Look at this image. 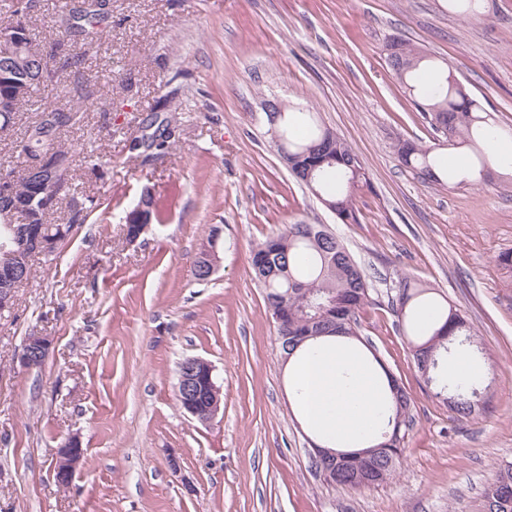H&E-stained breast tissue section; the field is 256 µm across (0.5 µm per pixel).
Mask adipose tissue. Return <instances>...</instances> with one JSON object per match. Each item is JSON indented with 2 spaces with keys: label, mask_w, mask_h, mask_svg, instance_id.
<instances>
[{
  "label": "adipose tissue",
  "mask_w": 512,
  "mask_h": 512,
  "mask_svg": "<svg viewBox=\"0 0 512 512\" xmlns=\"http://www.w3.org/2000/svg\"><path fill=\"white\" fill-rule=\"evenodd\" d=\"M292 397L315 442L339 449L374 444L387 427L390 390L382 369L345 336L298 350L290 362ZM489 373L467 346H455L446 376L466 387Z\"/></svg>",
  "instance_id": "adipose-tissue-1"
}]
</instances>
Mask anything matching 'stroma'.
Returning <instances> with one entry per match:
<instances>
[{
    "mask_svg": "<svg viewBox=\"0 0 512 512\" xmlns=\"http://www.w3.org/2000/svg\"><path fill=\"white\" fill-rule=\"evenodd\" d=\"M81 68L0 133V170L47 106L78 107L63 136L70 175L100 201L59 253L36 257L0 313V512H474L512 462V181L426 184L398 160L405 139L446 144L386 61L393 37L450 72L512 131V0L466 19L448 0H111ZM299 104L357 152L368 185L358 221L340 223L287 170L261 102ZM175 135L164 154L128 150L151 115ZM109 159L94 174L84 150ZM158 218L137 241L121 224L143 194ZM326 224L365 270L367 352L398 379L414 424L393 479L355 491L328 484L288 394L277 330L251 266L289 224ZM223 246L208 282L193 265L211 233ZM434 288L472 324L493 366L483 409L460 418L433 397L391 309L403 276ZM51 341L20 366L26 338ZM214 367L221 410L203 423L176 400L177 366ZM78 437L82 465L60 487L50 463Z\"/></svg>",
    "mask_w": 512,
    "mask_h": 512,
    "instance_id": "obj_1",
    "label": "stroma"
}]
</instances>
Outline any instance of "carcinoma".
<instances>
[{"label":"carcinoma","instance_id":"obj_1","mask_svg":"<svg viewBox=\"0 0 512 512\" xmlns=\"http://www.w3.org/2000/svg\"><path fill=\"white\" fill-rule=\"evenodd\" d=\"M104 0H82L81 4L63 12L60 27L67 40L76 44L92 45L99 40L100 27L107 18ZM396 54L387 56L388 66L411 99L416 111L422 113L434 132L453 145H468L476 150L469 158L467 170L478 172L479 183H488L489 167L479 144L497 127L494 116L479 109L468 98L462 86L452 77H444L431 93L423 90L417 80V70L427 56L408 42L392 38ZM28 92H15L16 74L6 70L0 77V102L12 106L9 112H0V130L14 125L18 110L32 101L36 94L52 84L57 69L51 58L23 55ZM83 113L72 108L48 107L28 127L15 144V153L21 163L13 187L19 194L31 190V178L40 181L41 190H50L46 173L31 174L24 163L30 158L52 151L67 154L61 146L63 132L75 128ZM155 118L145 124L154 127L148 139L134 143L131 149L165 151L171 135L153 126ZM274 144L281 158L302 159V165L314 170L310 190L331 205L336 206V217L343 224L357 222L354 191L367 182L358 154L350 144L332 130L316 126L305 137H290L288 113L280 114L274 130ZM395 152L401 164L416 172L425 183H438L451 178L452 173H436L438 162L433 148L408 140H399ZM272 256V265L261 267L252 263L254 278L263 289L270 315L282 314L276 325L277 340L284 358H290L306 343V336L358 335L359 313L370 299V285L359 264L344 243L325 224H290L268 236L253 251V257ZM429 289L421 287L408 276L400 279L395 300L391 305L405 324H411L413 309L426 300ZM452 336H463L475 343L472 325L456 312L448 314L445 323L429 336L414 331L409 339L419 372L433 390V396L449 405L457 414L470 417L478 412L483 401L481 392L474 389L465 394L448 390L437 383L433 372L438 367L439 352ZM394 406L389 416L390 429L380 434L381 442L368 462L355 455L341 456L333 465L336 485L354 490L367 489L386 482L396 471L402 454L401 432L409 429L410 400L401 387H393ZM476 512H512V463L499 469L496 477L480 492Z\"/></svg>","mask_w":512,"mask_h":512}]
</instances>
